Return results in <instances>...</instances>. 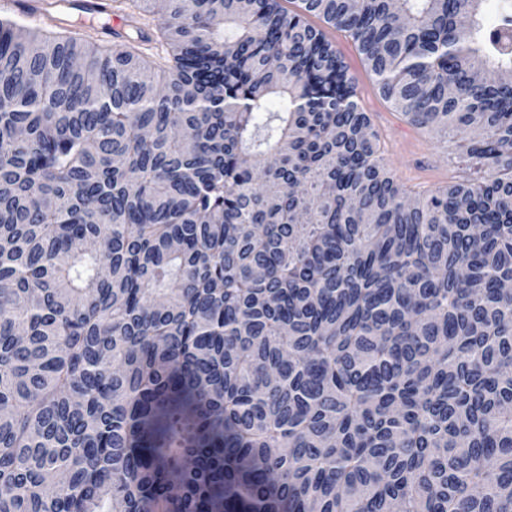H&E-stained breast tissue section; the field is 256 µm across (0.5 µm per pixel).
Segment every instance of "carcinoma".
Instances as JSON below:
<instances>
[{
  "label": "carcinoma",
  "instance_id": "1",
  "mask_svg": "<svg viewBox=\"0 0 512 512\" xmlns=\"http://www.w3.org/2000/svg\"><path fill=\"white\" fill-rule=\"evenodd\" d=\"M127 2L0 20V512H512V0ZM151 17L143 16L142 19H130L125 17L119 12H112L110 8L102 14L86 13L75 9L65 8L60 12H52V17L44 16L41 19L39 26L48 29L60 30L59 27H79L82 32L90 34L94 40L102 44H112L113 41L118 40L115 33L121 36L136 37V27H143L151 37L150 43L140 45V50L157 61H163L160 56H164L156 31L155 24ZM157 47L159 52H156ZM308 19L324 31L357 78L359 104L367 113L372 127L381 135L389 169L408 192L431 191L450 182L468 181L475 177L460 157L458 144L461 136H448L447 143H440L428 131L409 125L381 96L352 38L316 17ZM364 96L370 100L371 109L368 111L363 103Z\"/></svg>",
  "mask_w": 512,
  "mask_h": 512
}]
</instances>
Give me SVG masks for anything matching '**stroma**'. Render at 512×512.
<instances>
[{
  "instance_id": "35a3bbf8",
  "label": "stroma",
  "mask_w": 512,
  "mask_h": 512,
  "mask_svg": "<svg viewBox=\"0 0 512 512\" xmlns=\"http://www.w3.org/2000/svg\"><path fill=\"white\" fill-rule=\"evenodd\" d=\"M40 25L48 29L77 27L102 44L112 43L120 35H134L139 27L144 28L150 37L157 34L151 17L132 20L109 10L98 14L66 8L41 19ZM323 31L356 77L358 96L370 100L367 115L372 127L381 135L384 157L397 181L413 193L470 180L473 172L460 156L458 138L452 136L447 142L440 143L428 131L409 125L381 96L352 38L329 25L324 26Z\"/></svg>"
}]
</instances>
